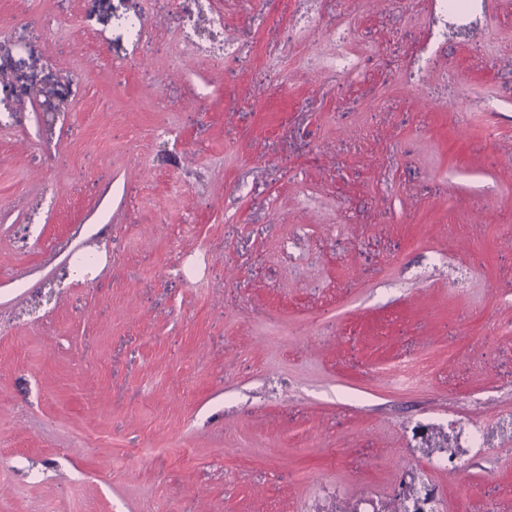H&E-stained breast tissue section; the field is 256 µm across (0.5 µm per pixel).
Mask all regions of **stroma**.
Segmentation results:
<instances>
[{
    "mask_svg": "<svg viewBox=\"0 0 512 512\" xmlns=\"http://www.w3.org/2000/svg\"><path fill=\"white\" fill-rule=\"evenodd\" d=\"M210 7L0 0V512H512V0ZM201 10L209 11V25L211 33L215 39H209L211 48L217 49L226 55L234 54L237 50L235 44L224 39V18L215 12L209 10V0H195ZM422 485L425 486L423 491ZM406 494L407 507L410 511L404 512H415L413 511L414 509H419L423 512H444V508L437 492L429 485L421 484L411 490L408 489Z\"/></svg>",
    "mask_w": 512,
    "mask_h": 512,
    "instance_id": "35a3bbf8",
    "label": "stroma"
}]
</instances>
